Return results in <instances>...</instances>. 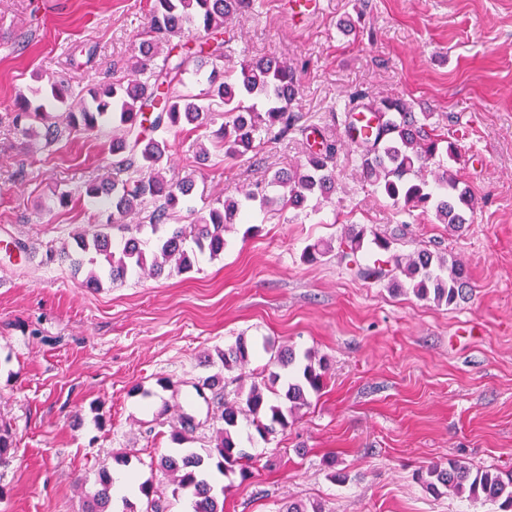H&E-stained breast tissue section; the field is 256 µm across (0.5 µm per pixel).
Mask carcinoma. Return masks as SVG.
<instances>
[{"label":"carcinoma","instance_id":"1","mask_svg":"<svg viewBox=\"0 0 512 512\" xmlns=\"http://www.w3.org/2000/svg\"><path fill=\"white\" fill-rule=\"evenodd\" d=\"M243 0H152L147 37L134 55L133 69L148 78L104 83L68 106L60 123L45 127L43 138L48 146L73 131L112 128L118 148L112 150V177L94 180L85 187L92 199L112 204V223L87 224L72 233V242L58 251L47 250L49 259L60 257L77 271L86 270L83 283L98 288L107 280L123 284L127 278L148 275L168 277L190 270L199 255L214 258L224 253V232L238 223L248 204L262 208L280 205L281 209L304 211L311 200L329 202L336 194L335 160L337 141L314 129L318 146L309 149L299 164L274 174L270 182L254 184L241 190L238 198H225L218 207L199 215L192 224H176L195 188L191 178L172 181L163 175L162 161L171 148L169 135L191 127L196 131L210 126L219 117L224 123L219 138L224 158L236 159L259 150L260 134L282 138L290 132H305L299 117L290 110L299 94L300 80L294 67L277 57L264 56L238 69H212L207 88L198 95L172 90L187 76L202 73L210 61L225 57L226 22L234 17ZM204 34V41L194 51L184 43L189 34ZM169 50L162 64H155L162 45ZM68 88L50 81L46 89L36 88L32 98L24 97L13 122L20 125L44 123L46 106L64 104ZM263 110H258V106ZM379 107L377 125L367 134H357L352 123L354 110ZM345 125L360 158L363 180L377 187L393 204L404 211L432 212L436 219L453 231L461 232L475 210L474 195L449 169H442L428 179L430 164L448 157L459 159L458 145L444 134L426 130L401 99L385 98L365 103L356 94L344 103ZM279 188L272 195L268 188ZM141 216V223L130 226L124 218ZM366 229L352 228L342 241L343 256L351 270L366 280L392 282L403 276L415 295L448 306L457 303L470 289L465 268L447 261L426 248L407 257L392 252L390 238L373 234L372 244L387 254V260L363 265L358 254L363 251ZM255 345L243 337L234 346L218 353L219 370L206 377L203 385L213 395L218 414L212 423L209 445L203 451L183 448L197 428L195 419L178 416L170 439L177 447L160 457L156 466L173 476L176 491L193 498L194 512H224L215 491L216 474L239 471L242 480L251 477V456L240 449L235 438L238 420L250 419L261 438L288 427V418L309 404V397L323 389L326 363L315 362L309 354L299 356L291 347L274 350L265 366L267 381L253 383L247 392L224 398V371L248 364ZM288 374L282 388L274 389L281 373ZM277 396L272 403L265 391ZM14 448L12 429L0 418V460ZM426 489L443 488L455 496L497 506L498 512H512V474L503 477L491 469H473L457 460L434 463L416 473ZM112 474L98 470L97 488L90 497L87 512H110ZM146 499L141 512H164L153 484L139 487Z\"/></svg>","mask_w":512,"mask_h":512}]
</instances>
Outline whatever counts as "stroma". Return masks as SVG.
<instances>
[{
  "instance_id": "obj_1",
  "label": "stroma",
  "mask_w": 512,
  "mask_h": 512,
  "mask_svg": "<svg viewBox=\"0 0 512 512\" xmlns=\"http://www.w3.org/2000/svg\"><path fill=\"white\" fill-rule=\"evenodd\" d=\"M323 6L295 23L284 0H250L232 21L225 63L275 55L297 68L292 111L341 143L333 201L299 215L251 207L220 257H198L170 278L88 288L45 252L104 220L84 186L111 176L112 132L77 131L48 147L41 126L15 127L12 116L48 75L76 97L131 78L150 0H0V248L29 247L22 262L0 255V417L16 442L0 463V512H85L103 467L153 482L176 512L186 495L150 466L172 446L160 413L190 407L201 446L211 408L185 394L212 373L203 357L241 336L312 352L328 369L286 429L263 439L241 421L253 476L221 478L224 512H279L291 501L324 512H494L431 492L415 474L451 459L512 473V0ZM355 92L406 99L454 132L461 158L451 169L477 199L463 233L401 211L361 180L358 154L332 120ZM197 137H172L163 160L167 178L195 181L185 224L308 150L295 133L232 160L213 139L202 166ZM353 227L387 235L398 254L426 248L461 262L471 292L447 306L357 277L338 250ZM318 240L328 253L303 262Z\"/></svg>"
}]
</instances>
